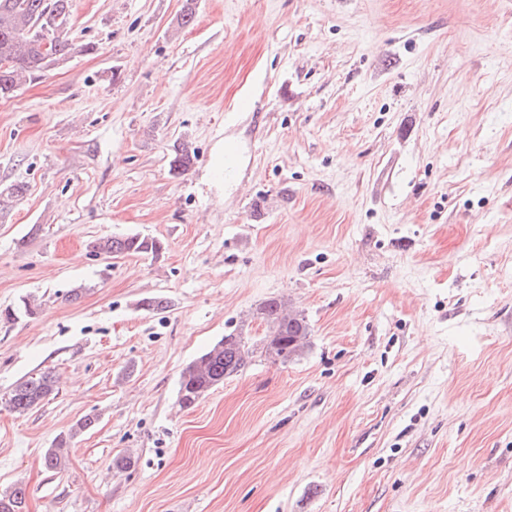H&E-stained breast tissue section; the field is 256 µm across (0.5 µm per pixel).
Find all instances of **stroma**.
Here are the masks:
<instances>
[{"mask_svg": "<svg viewBox=\"0 0 512 512\" xmlns=\"http://www.w3.org/2000/svg\"><path fill=\"white\" fill-rule=\"evenodd\" d=\"M185 1L72 0L78 52L0 99V187L28 186L0 223V310L41 304L0 320V492L29 512H512V0H189L182 27ZM179 142L197 159L176 177ZM131 234L162 252H90ZM271 297L307 347L180 408L183 369L258 342ZM47 369L58 393L10 412ZM94 426V420L85 418L79 420L66 434L60 435L52 448H47L44 453V465L53 471H62L67 467V457L64 448L75 436L85 432ZM25 488L18 486L0 493V512H27Z\"/></svg>", "mask_w": 512, "mask_h": 512, "instance_id": "obj_1", "label": "stroma"}]
</instances>
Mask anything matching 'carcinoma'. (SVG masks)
I'll return each instance as SVG.
<instances>
[{"label": "carcinoma", "instance_id": "carcinoma-1", "mask_svg": "<svg viewBox=\"0 0 512 512\" xmlns=\"http://www.w3.org/2000/svg\"><path fill=\"white\" fill-rule=\"evenodd\" d=\"M71 0H0V98H10L25 81H35L51 67L66 61L75 52L66 37ZM195 151L182 143L173 149L170 170L175 175L188 171ZM27 187L12 184L0 191V221L5 219L11 203L23 196ZM95 255L106 257L143 255L157 256L163 249L160 240L138 234L103 237L90 243ZM267 324L260 340L262 352L283 362L298 355L310 336L306 318L298 311L289 312L288 302L272 297L256 310ZM254 348L242 336L223 337L210 350L196 358L183 370L178 403L194 407L199 400L224 380L242 371L252 358ZM58 392L53 371L45 370L36 377L18 383L6 400L11 411L23 415ZM94 426V420H79L67 433L59 436L44 453V465L53 471L67 467L64 448L75 436ZM0 512H27L25 488L18 486L0 493Z\"/></svg>", "mask_w": 512, "mask_h": 512}]
</instances>
